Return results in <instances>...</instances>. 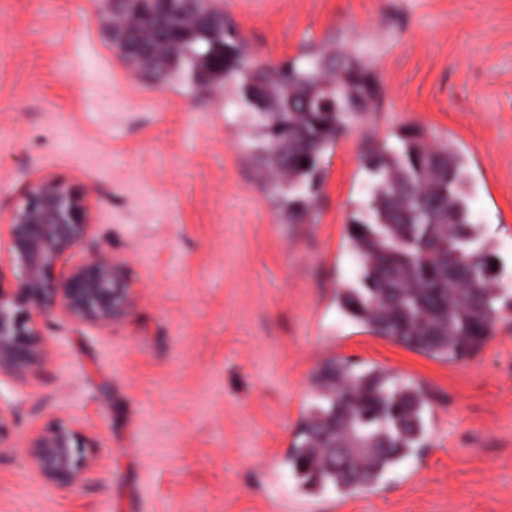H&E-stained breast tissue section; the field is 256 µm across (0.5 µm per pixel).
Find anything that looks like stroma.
<instances>
[{
	"mask_svg": "<svg viewBox=\"0 0 512 512\" xmlns=\"http://www.w3.org/2000/svg\"><path fill=\"white\" fill-rule=\"evenodd\" d=\"M248 62L318 48L360 58L376 96L282 219L224 88L136 77L98 0H0V211L51 176L88 193L94 229L134 290L101 331L56 316L49 357L0 377L20 426L0 450V512H512V313L471 358L434 359L369 333L336 292L347 226L368 200L361 158L415 131L463 152L474 219L512 296V0H221ZM344 357L418 384L430 448L355 496L313 495L286 457L315 370ZM67 424L97 478L43 484L22 449Z\"/></svg>",
	"mask_w": 512,
	"mask_h": 512,
	"instance_id": "1",
	"label": "stroma"
}]
</instances>
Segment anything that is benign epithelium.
Instances as JSON below:
<instances>
[{
    "label": "benign epithelium",
    "mask_w": 512,
    "mask_h": 512,
    "mask_svg": "<svg viewBox=\"0 0 512 512\" xmlns=\"http://www.w3.org/2000/svg\"><path fill=\"white\" fill-rule=\"evenodd\" d=\"M162 10L189 24V34L207 18L224 13L204 0L205 13L186 12L193 0H153ZM143 0H107L102 18L106 39L142 71L155 66L170 47L155 32L127 37L141 17ZM92 202L66 183L43 177L31 183L25 201L0 214V240L17 276L9 281L0 270V375L19 376L46 360L49 350L36 318L62 316L78 324L109 331L132 306V287L123 262L112 249L100 247L87 256L79 248L93 232ZM20 424L18 407L0 400V445ZM76 431L57 425L30 435L24 448L42 481L70 488L97 473L93 457L76 453Z\"/></svg>",
    "instance_id": "7a95c632"
}]
</instances>
